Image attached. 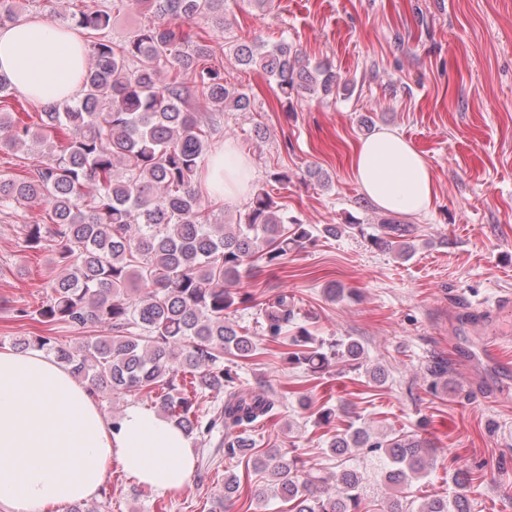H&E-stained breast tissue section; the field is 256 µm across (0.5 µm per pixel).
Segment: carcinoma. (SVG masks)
I'll list each match as a JSON object with an SVG mask.
<instances>
[{
	"label": "carcinoma",
	"mask_w": 512,
	"mask_h": 512,
	"mask_svg": "<svg viewBox=\"0 0 512 512\" xmlns=\"http://www.w3.org/2000/svg\"><path fill=\"white\" fill-rule=\"evenodd\" d=\"M226 2L112 0L93 10L71 0L68 18L84 36L90 59L79 99L22 122L8 111L15 88L0 75V150L38 143L47 157L23 163L19 174L0 173V208L42 206L41 221L24 225L25 247L51 249L65 270L50 283L39 322L108 331L73 351L41 334L13 345L57 353L93 393L146 394L189 435L224 424V448L232 456L255 448L249 428L273 417L276 401L265 391H240L237 374L224 368V355L248 359L257 351L255 337L226 319L235 303L251 301L231 287L263 266L278 268L313 235L263 188L236 223L214 224L210 201L196 189L212 130L200 120L199 107L252 108L247 92L225 82L224 65L214 61L207 31L198 25L204 19L224 29ZM123 9L137 10L145 21L116 44L109 31L114 12ZM24 12L21 0H0V28L22 21ZM232 52L237 65L273 82L281 103L307 94L333 97L340 88L331 66L302 64L300 51L286 40L242 41ZM378 230L372 245L410 256L408 225L384 218ZM295 321L294 297L281 293L265 308L264 335H285ZM289 345L288 362L312 372L364 353L353 337L327 342L305 327ZM427 372L435 388L449 376L448 362L436 359ZM206 391L223 395L224 404L204 424L194 398ZM329 448L382 459L381 477L395 490L430 469L428 443L415 434L376 435L352 425ZM253 465L292 503L291 512H363L365 477L356 469L327 473L279 448L254 455ZM387 512H470V501L460 491L413 510L396 495Z\"/></svg>",
	"instance_id": "carcinoma-1"
}]
</instances>
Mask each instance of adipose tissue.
I'll return each mask as SVG.
<instances>
[{
	"instance_id": "adipose-tissue-1",
	"label": "adipose tissue",
	"mask_w": 512,
	"mask_h": 512,
	"mask_svg": "<svg viewBox=\"0 0 512 512\" xmlns=\"http://www.w3.org/2000/svg\"><path fill=\"white\" fill-rule=\"evenodd\" d=\"M86 62L82 38L67 26L35 16L0 28V73L43 105L78 98ZM352 168L362 192L385 211L418 216L435 199L429 162L397 131L361 141ZM251 179L252 163L233 142L210 156L206 181L215 195L247 196ZM115 464L141 485L175 492L195 466L192 440L138 405L111 424L64 363L0 351V502L12 512H54L93 497Z\"/></svg>"
}]
</instances>
